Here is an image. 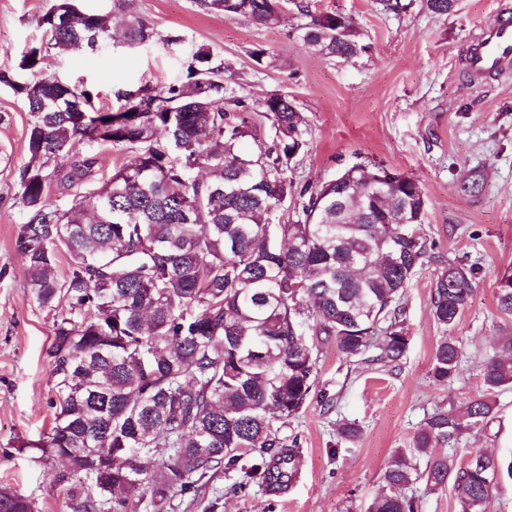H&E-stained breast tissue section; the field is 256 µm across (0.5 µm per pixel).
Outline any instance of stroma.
<instances>
[{
    "label": "stroma",
    "mask_w": 512,
    "mask_h": 512,
    "mask_svg": "<svg viewBox=\"0 0 512 512\" xmlns=\"http://www.w3.org/2000/svg\"><path fill=\"white\" fill-rule=\"evenodd\" d=\"M405 11L380 9L376 0H311L317 11H335L353 22L368 46L344 63L310 52L298 39L306 21L294 0H285L278 25L257 27L199 7L197 0H130V12L152 23L153 44L129 49L120 43L96 52L51 55L43 75L82 84L97 107H115L126 86H164L183 80L184 60L199 45L224 63L228 85L249 105L279 92L294 98L309 127L308 151L291 172L300 185L335 178L345 166L376 162L414 177L428 196L421 225L427 257L404 291L409 346L394 364L346 361L335 347L318 353L315 394L288 424L299 440V472L278 496L254 487L231 494L217 474L206 496L176 497L165 512H367L381 490L380 477L398 449L435 409L456 408L480 394L484 362L512 336V315L497 306L499 278L512 272V81L476 87L468 83L463 53L470 38L512 0H458L452 14L430 13L423 0H405ZM46 0H0V71H15L23 47L39 37L37 21ZM263 48L272 64L256 65ZM32 117L25 102L0 85V485L35 501L36 512H71L64 491L51 478L58 461L33 449L51 429L55 378L46 351L52 312L33 300L15 238L25 213L17 199V177L27 160ZM127 151L98 150L93 185L65 190L49 186L47 203L68 207L74 195L102 187L128 162ZM484 176L479 193H461L471 172ZM477 268L473 297L456 327L444 331L430 306L431 290L445 261ZM463 351L458 375L434 381L431 368L442 336ZM496 417L487 429L439 446L466 461L483 449L512 458V388L495 398ZM356 424L348 441L339 426Z\"/></svg>",
    "instance_id": "stroma-1"
}]
</instances>
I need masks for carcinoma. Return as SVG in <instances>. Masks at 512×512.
I'll list each match as a JSON object with an SVG mask.
<instances>
[{
	"instance_id": "cac0c4a2",
	"label": "carcinoma",
	"mask_w": 512,
	"mask_h": 512,
	"mask_svg": "<svg viewBox=\"0 0 512 512\" xmlns=\"http://www.w3.org/2000/svg\"><path fill=\"white\" fill-rule=\"evenodd\" d=\"M283 0H199L209 12L261 27L279 22ZM437 16L457 0H425ZM309 17L298 38L313 53L343 61L367 49L345 16ZM41 38L17 70L39 71L52 51L100 50L108 18L49 0ZM154 27L131 14L123 42L151 44ZM186 80L119 89L117 107L56 79L0 84L32 116L19 198L27 221L15 248L33 297L54 312L47 357L58 403L50 432L33 444L64 461L52 483L73 512H164L178 495H200L220 470L235 493L257 484L280 493L295 480L299 442L283 432L315 388L317 358L333 344L346 361L377 350L395 363L408 346L401 298L427 257L420 233L428 198L411 176L357 162L334 179L302 187L288 171L307 152L308 128L294 99L274 93L260 114L274 136L260 137L252 109L225 84L224 65L200 45L184 61ZM131 152L101 190L65 209L44 199L96 177L97 155L80 145ZM68 159L67 166L58 159ZM387 174L385 183L375 174ZM296 219L281 222L285 204ZM70 262L58 274L60 255ZM475 268L457 259L431 291L434 320L455 328L475 288ZM498 307L512 314V274L498 283ZM482 369L483 395L460 409L435 410L384 470L368 512H419L402 489L451 486L458 512H489L512 479V460L482 450L457 464L434 448L494 419L489 396L512 387V336ZM457 342L435 348L434 379L458 373ZM425 459L424 467L416 460ZM0 512H35L33 501L0 487Z\"/></svg>"
}]
</instances>
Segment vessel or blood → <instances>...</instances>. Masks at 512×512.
<instances>
[{"mask_svg":"<svg viewBox=\"0 0 512 512\" xmlns=\"http://www.w3.org/2000/svg\"><path fill=\"white\" fill-rule=\"evenodd\" d=\"M467 67L475 84L512 77V9H500L471 39Z\"/></svg>","mask_w":512,"mask_h":512,"instance_id":"1","label":"vessel or blood"}]
</instances>
